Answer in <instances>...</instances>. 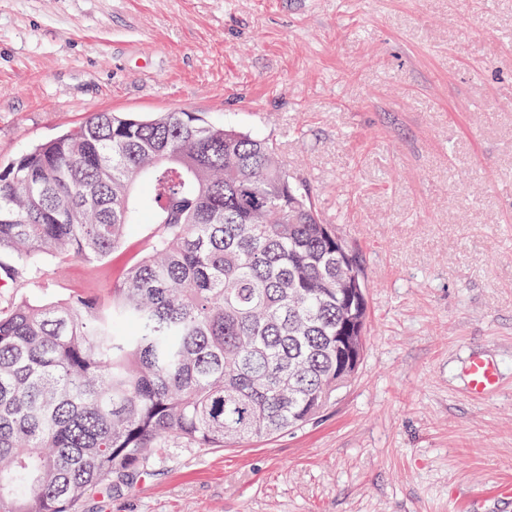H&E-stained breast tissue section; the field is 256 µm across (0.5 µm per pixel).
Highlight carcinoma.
<instances>
[{"instance_id": "obj_1", "label": "carcinoma", "mask_w": 512, "mask_h": 512, "mask_svg": "<svg viewBox=\"0 0 512 512\" xmlns=\"http://www.w3.org/2000/svg\"><path fill=\"white\" fill-rule=\"evenodd\" d=\"M152 228L108 303L0 313V512H80L162 448L316 419L357 374L366 284L272 144L193 112H93L0 168V267L98 262Z\"/></svg>"}]
</instances>
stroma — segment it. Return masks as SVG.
<instances>
[{
    "label": "stroma",
    "instance_id": "1",
    "mask_svg": "<svg viewBox=\"0 0 512 512\" xmlns=\"http://www.w3.org/2000/svg\"><path fill=\"white\" fill-rule=\"evenodd\" d=\"M172 111L306 180L360 261L367 348L314 422L168 449L82 512H512L491 495L512 479V0H0V167L92 112ZM148 230L41 258L0 307L110 295ZM469 394L475 398L487 399L499 386L500 374L497 366L483 356H472L467 364Z\"/></svg>",
    "mask_w": 512,
    "mask_h": 512
}]
</instances>
